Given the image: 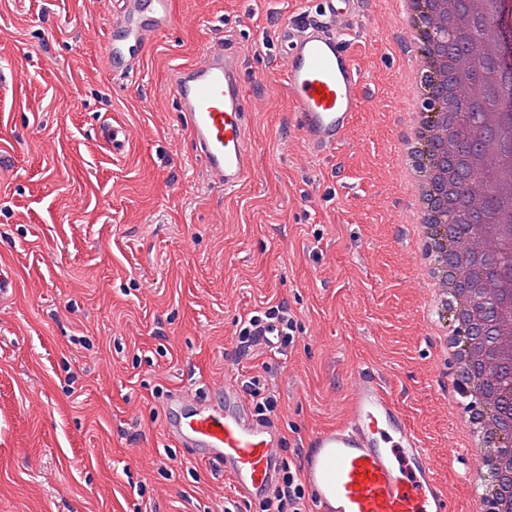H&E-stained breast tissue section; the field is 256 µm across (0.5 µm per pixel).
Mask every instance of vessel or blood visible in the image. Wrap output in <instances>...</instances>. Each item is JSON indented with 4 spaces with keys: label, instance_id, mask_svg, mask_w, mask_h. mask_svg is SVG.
<instances>
[{
    "label": "vessel or blood",
    "instance_id": "vessel-or-blood-1",
    "mask_svg": "<svg viewBox=\"0 0 512 512\" xmlns=\"http://www.w3.org/2000/svg\"><path fill=\"white\" fill-rule=\"evenodd\" d=\"M365 0H310L281 21L275 58L284 72L292 122L313 157L335 156L345 130L372 98L356 67L352 35L337 16H358ZM177 22L175 0H119L102 61L124 76L140 62V48L166 37ZM168 88L192 149L210 183L227 192L255 178L247 116L255 105L244 62L234 50L210 43L195 60L174 66ZM169 436L197 458L219 464L240 496L262 500L280 473L279 433L256 415L235 384L205 397L174 393L168 401ZM299 475L314 512H449L425 448L401 405L374 373L351 393L345 423L309 435L299 451Z\"/></svg>",
    "mask_w": 512,
    "mask_h": 512
}]
</instances>
